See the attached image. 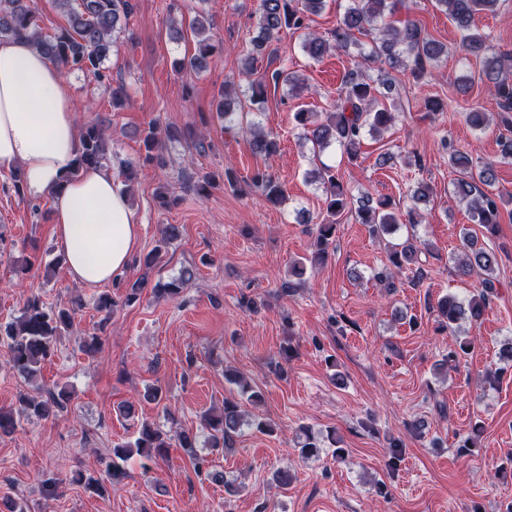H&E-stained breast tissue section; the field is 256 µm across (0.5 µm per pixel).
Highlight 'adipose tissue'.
<instances>
[{"instance_id":"1","label":"adipose tissue","mask_w":512,"mask_h":512,"mask_svg":"<svg viewBox=\"0 0 512 512\" xmlns=\"http://www.w3.org/2000/svg\"><path fill=\"white\" fill-rule=\"evenodd\" d=\"M78 151L74 99L59 69L26 40L0 43V166L20 164L29 191L51 195L68 275L101 285L127 266L140 220L109 170L75 171Z\"/></svg>"}]
</instances>
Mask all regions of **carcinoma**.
<instances>
[{
    "mask_svg": "<svg viewBox=\"0 0 512 512\" xmlns=\"http://www.w3.org/2000/svg\"><path fill=\"white\" fill-rule=\"evenodd\" d=\"M435 7L448 16V19L462 33L460 51L478 56L486 50L487 35L479 32L477 17L495 11L498 0H434ZM403 4V0H347V5L339 15L330 37L324 38L310 31L312 16L319 15L327 6V0H260L258 8L257 33L252 38L253 54L247 56L242 75L248 78L245 90L224 87L223 97L215 104L216 117L224 120V129L236 127L249 135L252 153L270 159L280 150L278 139L264 132L257 117L263 111L266 80L282 83L286 92L294 94L305 86V80L284 70L272 71L271 77L264 75L252 78L257 56L272 43L279 41L280 32L288 29L302 33L301 49L310 58L318 60L328 51L349 52L350 48H361L357 35L372 36L371 49L361 55L343 80L336 98L335 111L312 112L299 109L293 113L295 126L301 129L300 139L308 147L316 168L310 172L312 181L318 183L325 194V215L314 227V255L293 263L290 275L302 278L306 266H316L329 256V248L334 242L338 218L347 211L355 213L356 221L368 226L369 232L384 243L389 265L375 274V279L385 287H395L394 275L409 270L414 276H423L421 265L422 250L412 236L400 240L401 227H412L423 217L420 207L430 203L433 189L428 184H419L410 189L411 205L404 210L395 208V203L386 196L371 194L354 196L344 186L336 166L321 161V154L330 146L337 147L348 161L358 159L366 137H380L391 127L401 106L395 103L400 96L399 86L391 71H402L412 82H424L431 71V64L448 55V47L431 38L414 21L409 19L396 25L392 17ZM55 8L65 18L66 24L57 26L50 32L44 31L38 15L36 0H0V41L17 38L28 39L33 46L53 65L67 71H81L96 82L105 85L109 91V103L117 109L124 105L128 97L125 85L112 84L111 75L105 62L114 47L116 35L125 26L121 19L129 18L134 10L133 0H55ZM189 32L196 44L195 53L189 58L176 61L179 69L199 71L208 58L216 52L215 34L211 20L198 13L188 23ZM482 76L493 84L499 98L498 117L473 108L462 107L465 121L476 130H484L495 124L504 131L500 135L501 160L512 161V54H494L485 58ZM194 132L167 126L160 128L152 123L144 130L142 139L145 155L142 164L155 160L154 152L162 138L191 139ZM110 143L105 130L96 124L83 126L80 132V148L74 172L84 168L103 166L111 157ZM448 166L454 174L451 181L452 193L467 205L470 221L480 227L476 231L463 227L460 230L462 250L457 264L460 274L475 275L479 279V289L466 298L448 295L436 303V312L442 327L455 333L461 322H478L484 316L489 299L494 293V272L498 266L495 251L481 242L479 236L495 235L500 223L504 205L502 196L489 193L484 187L496 179L495 164H475L469 155L454 149L448 154ZM251 184L259 188L266 201L273 206L281 204L285 198L283 186L262 170L251 177ZM179 235V227L166 225L161 233L160 244L141 260L147 267L159 264L165 248ZM194 277V270L185 268L165 283L155 288V293L164 298L176 300ZM143 285L133 284L124 294L122 304L132 305L140 298ZM109 294L98 298L97 307L105 313L98 332L87 337L83 351L87 355L96 352L99 332L105 329L113 308L120 304ZM83 306L77 297L69 308H53L37 294L26 298L23 314L11 321L0 323V343L7 344L13 370L32 379L40 370L42 362L55 351L59 336L69 330L74 323V314ZM471 344L457 340L448 345V365L457 367L469 354ZM239 397L224 399V407L218 412L203 417L204 428L208 432L209 445L223 448L233 441L235 435L244 429L270 430V424L256 417L251 418L242 408L243 402L253 405L263 400L261 391L237 379ZM70 401L64 389L48 390L40 397H24L20 408L13 411L0 410V435H10L16 431L23 419H56L63 413ZM303 437L298 442L301 456L309 458L322 451V439L310 429H302ZM178 445L192 458L198 472L216 483L224 482V474L203 469L204 460L195 453L196 436L192 432L172 423L169 430L163 431L144 423L136 431L134 439L112 448V459L105 462L104 476H80L86 488L98 495L119 485L127 477L122 466L128 458L137 455L140 459L154 462L165 459L170 448Z\"/></svg>",
    "mask_w": 512,
    "mask_h": 512,
    "instance_id": "cac0c4a2",
    "label": "carcinoma"
}]
</instances>
